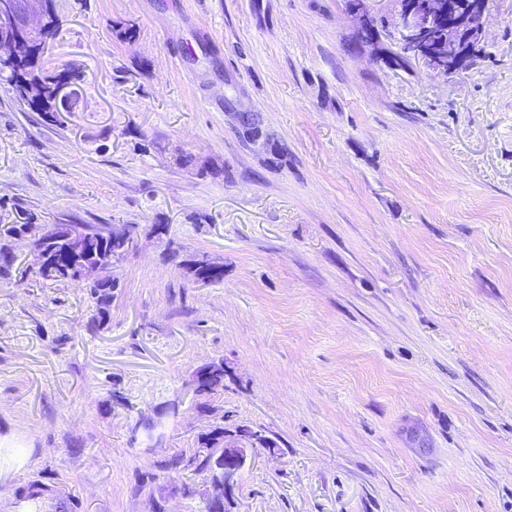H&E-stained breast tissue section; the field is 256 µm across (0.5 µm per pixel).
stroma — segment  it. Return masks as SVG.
I'll list each match as a JSON object with an SVG mask.
<instances>
[{
	"mask_svg": "<svg viewBox=\"0 0 512 512\" xmlns=\"http://www.w3.org/2000/svg\"><path fill=\"white\" fill-rule=\"evenodd\" d=\"M370 8L374 42L347 0H55L67 111L0 74V226L137 234L97 325L7 242L0 512H206L218 427L265 438L228 512H512V0L449 77ZM205 257L204 254H196L186 260L184 268L186 273L195 283L210 284L217 282L224 277V271H213L203 266L200 259ZM211 365H213V363L202 366L196 371L190 383V387L194 392L201 389L202 380L209 375L208 373H211V371H213ZM223 389L224 373L215 375L211 379L207 380L203 388L199 391V395H212Z\"/></svg>",
	"mask_w": 512,
	"mask_h": 512,
	"instance_id": "obj_1",
	"label": "stroma"
}]
</instances>
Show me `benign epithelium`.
<instances>
[{
  "mask_svg": "<svg viewBox=\"0 0 512 512\" xmlns=\"http://www.w3.org/2000/svg\"><path fill=\"white\" fill-rule=\"evenodd\" d=\"M392 40L399 54L448 75L469 66L472 53L480 47L489 0H466L464 14L455 23L441 24L446 0H397ZM50 0H0V61L22 64L32 59L45 34ZM114 265L91 264L82 268L81 278L95 283L112 279ZM198 455L208 461L211 492L207 506L224 503L231 496L238 472L246 462L241 440H226L222 448H201Z\"/></svg>",
  "mask_w": 512,
  "mask_h": 512,
  "instance_id": "1",
  "label": "benign epithelium"
}]
</instances>
